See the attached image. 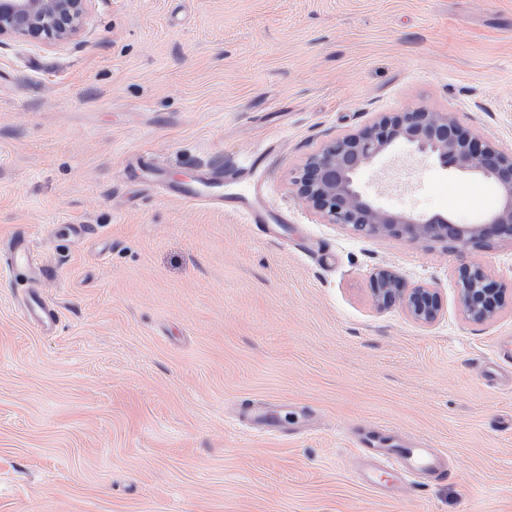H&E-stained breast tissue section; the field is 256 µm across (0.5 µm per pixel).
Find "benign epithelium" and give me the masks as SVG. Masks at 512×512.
Masks as SVG:
<instances>
[{"label": "benign epithelium", "mask_w": 512, "mask_h": 512, "mask_svg": "<svg viewBox=\"0 0 512 512\" xmlns=\"http://www.w3.org/2000/svg\"><path fill=\"white\" fill-rule=\"evenodd\" d=\"M92 0H0V42L21 39L60 44L77 36ZM397 142L453 168L493 183L499 194L495 210L481 221L461 224L444 214L416 215L376 205L362 190L360 176ZM296 195L326 224H340L366 237L408 238L420 242L452 243L480 248L492 239L512 241V152L507 153L464 130L446 112L417 108L359 133L338 137L310 155L293 178ZM464 315L473 322L493 319L500 289L482 263L471 260L456 271ZM375 305H400L419 323H431L441 311L438 288L409 284L390 266L371 278Z\"/></svg>", "instance_id": "7a95c632"}]
</instances>
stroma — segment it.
<instances>
[{"instance_id":"stroma-1","label":"stroma","mask_w":512,"mask_h":512,"mask_svg":"<svg viewBox=\"0 0 512 512\" xmlns=\"http://www.w3.org/2000/svg\"><path fill=\"white\" fill-rule=\"evenodd\" d=\"M416 108L512 152V0H92L68 42H0V239L34 228L60 313L36 332L37 285L0 271V512H512V242L361 237L292 183ZM144 148L173 178L265 152L277 238L147 189ZM361 185L463 223L497 205L404 143ZM470 259L505 287L487 322ZM385 264L438 288L434 322L375 307ZM270 401L282 431L246 432ZM379 422L451 477L373 494L349 439ZM456 274L465 317L473 322L493 319L498 312L500 289L490 280L483 264L475 260L464 262ZM22 313L26 321L39 330L52 328L58 319V311L48 305L41 293H31L22 305Z\"/></svg>"}]
</instances>
